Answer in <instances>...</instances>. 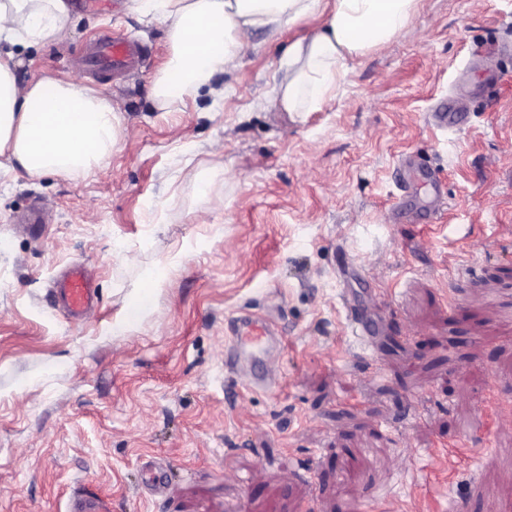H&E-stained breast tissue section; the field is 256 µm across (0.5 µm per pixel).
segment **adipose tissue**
<instances>
[{
	"label": "adipose tissue",
	"instance_id": "adipose-tissue-1",
	"mask_svg": "<svg viewBox=\"0 0 512 512\" xmlns=\"http://www.w3.org/2000/svg\"><path fill=\"white\" fill-rule=\"evenodd\" d=\"M321 0H132L134 11L164 24L168 60L152 93L168 107L211 89L218 73L237 70L257 29L280 31L315 14ZM417 0H335L323 27L294 45V59L277 98L296 111L300 98L316 110L347 71L349 59L411 35ZM67 0H0V175L20 169L85 176L126 136L111 102L95 88L42 77L20 85L16 47L62 39ZM182 254L166 258L146 277L126 315L112 324L113 337L136 331L158 315L154 296Z\"/></svg>",
	"mask_w": 512,
	"mask_h": 512
}]
</instances>
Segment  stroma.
<instances>
[{
    "mask_svg": "<svg viewBox=\"0 0 512 512\" xmlns=\"http://www.w3.org/2000/svg\"><path fill=\"white\" fill-rule=\"evenodd\" d=\"M69 5L63 41L21 49L17 76L96 87L131 134L80 179L0 177V512H68L85 490L112 512H512V0H418L416 38L349 60L311 112L272 101L323 17L255 31L213 80L221 100L164 109V25L129 0ZM108 32L148 46L139 75L77 67ZM450 98L463 123L434 129L428 112ZM408 156L438 171L444 208L407 188ZM204 178L224 207L200 224ZM406 197L413 224L392 209ZM36 198L53 223L16 231ZM177 251L162 317L113 338ZM76 262L98 303L72 323L52 285ZM346 293L382 323L371 345ZM245 313L283 333L268 392L224 366ZM146 458L170 496L139 488Z\"/></svg>",
    "mask_w": 512,
    "mask_h": 512,
    "instance_id": "1",
    "label": "stroma"
}]
</instances>
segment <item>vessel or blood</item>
Masks as SVG:
<instances>
[{
	"label": "vessel or blood",
	"instance_id": "vessel-or-blood-1",
	"mask_svg": "<svg viewBox=\"0 0 512 512\" xmlns=\"http://www.w3.org/2000/svg\"><path fill=\"white\" fill-rule=\"evenodd\" d=\"M145 49L134 42L109 36L97 41L90 68H109L118 72L144 66ZM56 300L68 316L78 317L93 302L95 290L84 265L75 263L56 287ZM231 342L226 347L225 365L241 374L246 387L254 391L272 388L278 381L277 365L283 352V338L263 316L237 317L230 323Z\"/></svg>",
	"mask_w": 512,
	"mask_h": 512
}]
</instances>
